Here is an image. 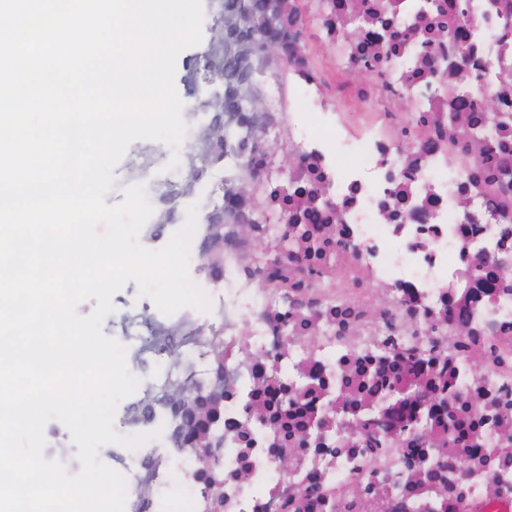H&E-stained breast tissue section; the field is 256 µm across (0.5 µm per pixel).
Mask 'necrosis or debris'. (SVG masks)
<instances>
[{
    "instance_id": "obj_1",
    "label": "necrosis or debris",
    "mask_w": 512,
    "mask_h": 512,
    "mask_svg": "<svg viewBox=\"0 0 512 512\" xmlns=\"http://www.w3.org/2000/svg\"><path fill=\"white\" fill-rule=\"evenodd\" d=\"M288 61L224 176L253 184L189 261L221 331L208 482L189 452L147 512H497L512 503V0H297ZM331 52L320 58L316 46ZM350 106L341 116L339 103ZM288 153L282 168L278 154ZM452 386L483 443L430 425Z\"/></svg>"
}]
</instances>
